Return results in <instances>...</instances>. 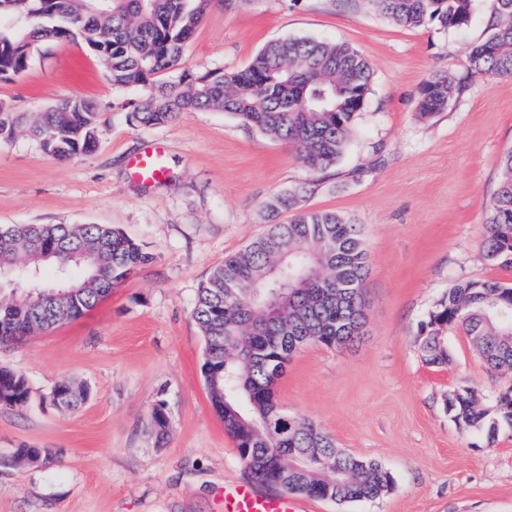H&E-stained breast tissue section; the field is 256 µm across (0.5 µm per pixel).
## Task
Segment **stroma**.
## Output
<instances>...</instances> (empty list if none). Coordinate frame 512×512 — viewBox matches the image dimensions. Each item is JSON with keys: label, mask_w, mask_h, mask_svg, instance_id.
Listing matches in <instances>:
<instances>
[{"label": "stroma", "mask_w": 512, "mask_h": 512, "mask_svg": "<svg viewBox=\"0 0 512 512\" xmlns=\"http://www.w3.org/2000/svg\"><path fill=\"white\" fill-rule=\"evenodd\" d=\"M491 0H474L467 26L394 24L368 0H236L214 8L181 64L200 75L245 67L267 43L314 38L348 43L371 66L365 103L336 165L309 169L283 143L220 111L189 112L157 127L129 123L153 85L114 87L106 61L84 40L39 44L29 69L0 78V103L43 112L78 95L99 115L94 150L71 161L47 155L26 132L0 142V225L107 224L152 259L80 319L0 344V366L24 373L28 402L0 408V456L49 451L53 464L0 468V512H221L225 485L244 480L234 441L201 375L204 341L191 317L200 286L225 258L274 221L275 196L312 187L307 208L362 225L368 276L361 340L301 347L276 386L288 415L316 424L337 446L380 462L392 490L346 506L309 499L310 512H512V422L494 440L461 430L444 409L457 387L486 404L512 395V372L494 371L464 333L447 331L448 366L424 363L421 322L466 280L512 283V268L484 261L485 204L512 150V78L471 71ZM448 76L443 112L417 115L420 89ZM165 151L167 181L146 184L130 161ZM89 397L61 411L60 382ZM164 402L163 443L147 432Z\"/></svg>", "instance_id": "1"}]
</instances>
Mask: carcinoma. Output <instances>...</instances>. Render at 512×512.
<instances>
[{
	"label": "carcinoma",
	"mask_w": 512,
	"mask_h": 512,
	"mask_svg": "<svg viewBox=\"0 0 512 512\" xmlns=\"http://www.w3.org/2000/svg\"><path fill=\"white\" fill-rule=\"evenodd\" d=\"M232 0H112L92 9L93 0H0V77L19 76L39 41L77 36L107 49L112 83L138 87L179 65L185 48L208 12ZM393 23L444 28L469 21L466 0H370ZM491 32L469 55L473 72L512 78V0H493ZM371 67L352 46L313 38H284L261 48L242 69L181 75L155 85L149 101L133 106L139 126L172 123L187 112L221 110L292 147L313 170L335 165L345 152L353 118L366 100ZM452 86L444 75L425 82L419 114L443 111ZM26 123L0 107V141L13 138ZM30 132L42 150L67 161L96 145L98 112L78 96L60 100L40 113ZM306 190L277 197L276 211L293 210L284 224H272L243 249L224 259L198 289L192 318L204 337L202 374L211 404L224 421L245 470L255 482L289 494L332 499L337 504L367 502L386 495L391 474L378 462L359 459L336 446L315 424L292 417L279 442L259 430L262 418L280 408L275 385L295 350L307 344L342 347L364 335L367 253L361 226L334 211L302 206ZM487 233L482 257L512 267V151L500 163L499 185L486 207ZM151 254L105 224H12L0 226V267L28 273L0 294V342L23 340L80 318L119 286ZM53 271L56 285L40 279ZM512 304V286L496 280L466 281L450 289L419 328L424 362L448 364L442 336L461 329L470 345L495 369L512 371V332L496 316ZM26 377L0 366V406L25 404ZM88 390L65 381L53 401L75 411ZM446 411L463 428L491 441L499 421H512V400L479 403L471 387L448 395ZM50 460L19 448L0 466L24 468ZM337 482L326 489L324 478Z\"/></svg>",
	"instance_id": "carcinoma-1"
}]
</instances>
